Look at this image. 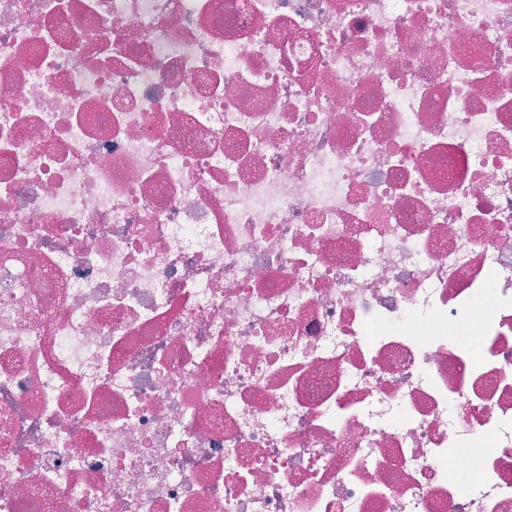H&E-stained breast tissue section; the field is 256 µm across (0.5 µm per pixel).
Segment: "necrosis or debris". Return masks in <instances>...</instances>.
Masks as SVG:
<instances>
[{
  "instance_id": "4bbe7bcc",
  "label": "necrosis or debris",
  "mask_w": 512,
  "mask_h": 512,
  "mask_svg": "<svg viewBox=\"0 0 512 512\" xmlns=\"http://www.w3.org/2000/svg\"><path fill=\"white\" fill-rule=\"evenodd\" d=\"M0 512H512V0H0Z\"/></svg>"
}]
</instances>
